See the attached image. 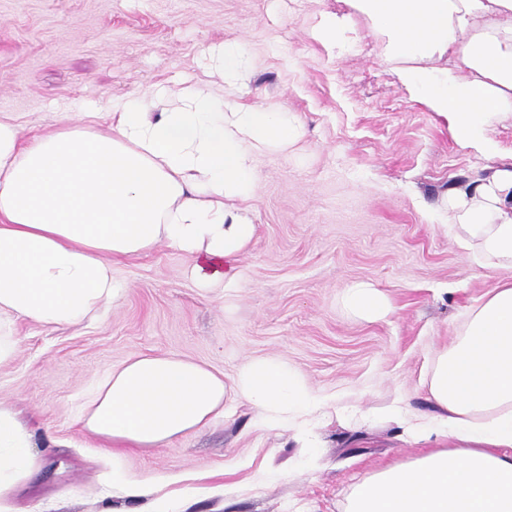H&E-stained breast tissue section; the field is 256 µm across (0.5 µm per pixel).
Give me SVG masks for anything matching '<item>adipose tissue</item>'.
<instances>
[{
	"label": "adipose tissue",
	"instance_id": "1",
	"mask_svg": "<svg viewBox=\"0 0 512 512\" xmlns=\"http://www.w3.org/2000/svg\"><path fill=\"white\" fill-rule=\"evenodd\" d=\"M382 60L431 111L453 114L466 143L512 112V0H347ZM148 111L137 99L110 107L109 128L67 125L22 141L0 121V315L65 325L118 300L115 262L158 242L192 256L203 289L234 278L256 226L236 201L254 187L260 153L288 149L301 126L288 112L221 111L209 92ZM443 203L456 240L484 269L512 270V170L460 184ZM354 315H385L387 298L365 281L343 291ZM247 401L261 425L309 424L322 414L286 362L255 358L224 379L198 362L140 354L111 368L82 419L104 447L146 451ZM429 415L396 406L402 432L421 444L411 461L354 484L345 512H512V282L473 306L432 368ZM34 433L0 405V498L34 466Z\"/></svg>",
	"mask_w": 512,
	"mask_h": 512
}]
</instances>
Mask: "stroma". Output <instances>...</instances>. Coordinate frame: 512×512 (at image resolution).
I'll return each instance as SVG.
<instances>
[{
    "label": "stroma",
    "instance_id": "35a3bbf8",
    "mask_svg": "<svg viewBox=\"0 0 512 512\" xmlns=\"http://www.w3.org/2000/svg\"><path fill=\"white\" fill-rule=\"evenodd\" d=\"M365 29L346 0H0V119L31 136L131 97L161 112L188 87L220 102L295 114L303 135L255 162L244 201L256 235L224 287L197 288L190 255L158 243L114 264L124 285L79 324L11 317L15 355L0 363V401L35 435L36 473L10 512H344L352 486L420 450L389 412L429 413L427 380L466 313L512 271L476 266L450 233L441 198L455 183L512 169V112L471 145L449 118L412 98L379 40L346 50L319 27ZM239 42L246 64L227 81L214 51ZM367 281L390 300L369 321L343 289ZM138 354L191 359L225 378L275 357L326 404L302 430L261 427L249 406L147 452L98 448L82 408L112 367ZM141 480L142 499L112 488L113 470Z\"/></svg>",
    "mask_w": 512,
    "mask_h": 512
}]
</instances>
